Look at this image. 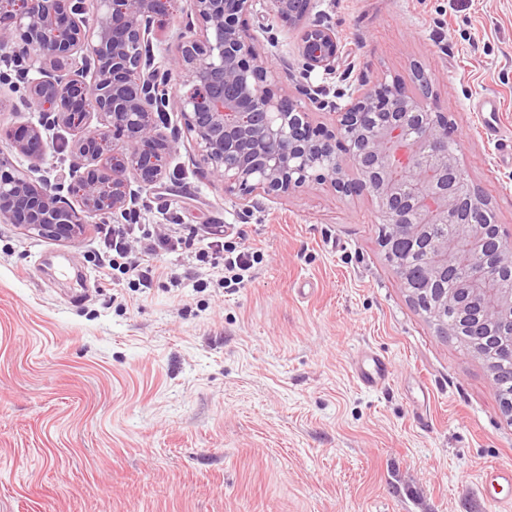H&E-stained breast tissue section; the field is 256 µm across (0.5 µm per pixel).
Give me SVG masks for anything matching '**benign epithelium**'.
Returning a JSON list of instances; mask_svg holds the SVG:
<instances>
[{
  "label": "benign epithelium",
  "instance_id": "7a95c632",
  "mask_svg": "<svg viewBox=\"0 0 512 512\" xmlns=\"http://www.w3.org/2000/svg\"><path fill=\"white\" fill-rule=\"evenodd\" d=\"M191 12L174 54L156 58L153 41L167 25L173 0H0V65L21 71L11 83L15 111L38 105V123L0 128V138L30 160L52 146L47 132H75L67 188L34 178L0 156V223L54 241H73L88 224L133 219L144 191L161 184L178 136L159 120L175 112L200 162L224 194L275 198L313 183L344 196L375 200L388 231L380 240L405 282V253L427 257L425 286L437 332L455 333L448 310L473 305L484 318L512 323V246L497 224L480 223L487 200L464 186L456 154L448 152V119L428 106L432 78L413 70L416 91L376 80L350 95L327 99L324 84L345 80L342 48L324 14L310 18L313 0H189ZM272 17L297 33L304 79L296 94L276 88L278 75L244 16ZM335 115L331 130L312 126L310 104ZM99 125L89 127L91 115ZM356 172L347 175L346 166ZM452 224L455 236L434 227ZM472 275L448 289L458 264Z\"/></svg>",
  "mask_w": 512,
  "mask_h": 512
}]
</instances>
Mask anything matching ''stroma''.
<instances>
[{
	"label": "stroma",
	"mask_w": 512,
	"mask_h": 512,
	"mask_svg": "<svg viewBox=\"0 0 512 512\" xmlns=\"http://www.w3.org/2000/svg\"><path fill=\"white\" fill-rule=\"evenodd\" d=\"M344 49L340 87L434 79L468 182L512 238V0H316ZM283 92L297 40L248 17ZM145 233L195 243L235 226L259 251L245 287L220 255L159 251L148 288L112 271L100 227L59 243L0 223V512H504L484 469L512 464L490 364L401 288L370 197L314 184L241 202L181 138ZM387 358L356 384L362 351ZM478 112L486 137L495 143L501 154L512 158V136L504 134L501 128L497 101L491 98L483 100ZM389 363L385 358L365 352L356 362L354 377L363 387L378 389L389 379Z\"/></svg>",
	"instance_id": "35a3bbf8"
}]
</instances>
